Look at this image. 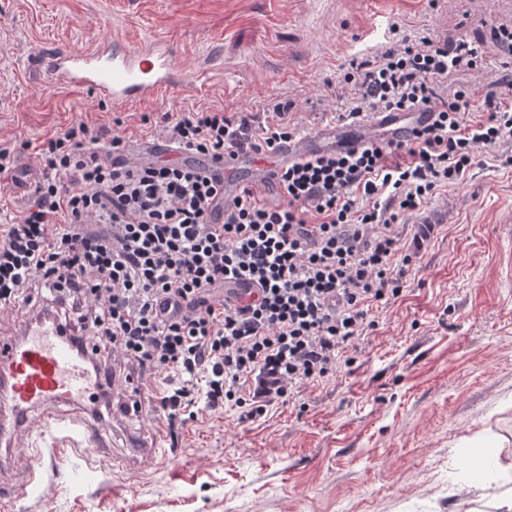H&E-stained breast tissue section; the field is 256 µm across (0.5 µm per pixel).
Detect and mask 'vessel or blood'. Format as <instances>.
Listing matches in <instances>:
<instances>
[{"mask_svg": "<svg viewBox=\"0 0 512 512\" xmlns=\"http://www.w3.org/2000/svg\"><path fill=\"white\" fill-rule=\"evenodd\" d=\"M42 66L52 85L93 89L116 108L162 96L174 98L187 90L205 92L210 73L206 64L191 70L177 69L169 43L157 40L132 48L120 37L88 51H53L43 56ZM426 118L423 112L409 116L398 112L371 115L372 123L389 128L396 140L408 139L417 123ZM366 143L363 137L338 134L331 124L311 135L282 142L269 158L238 151L217 159L153 144L145 146L143 153L149 159L163 158L193 166L223 180L224 197L229 200L241 188L240 170H249L254 181L263 184L290 163L315 157L330 148L349 151ZM106 388L101 377L86 369L70 336L61 331L56 320L33 318L19 332L1 331L0 446L15 447L18 439L35 425L40 434L51 435L58 445L88 452L107 450L110 443L101 426L86 418L65 419L54 413L57 404L82 406Z\"/></svg>", "mask_w": 512, "mask_h": 512, "instance_id": "vessel-or-blood-1", "label": "vessel or blood"}]
</instances>
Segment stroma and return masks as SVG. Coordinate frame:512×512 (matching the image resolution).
Masks as SVG:
<instances>
[{
	"instance_id": "stroma-1",
	"label": "stroma",
	"mask_w": 512,
	"mask_h": 512,
	"mask_svg": "<svg viewBox=\"0 0 512 512\" xmlns=\"http://www.w3.org/2000/svg\"><path fill=\"white\" fill-rule=\"evenodd\" d=\"M0 0V148L20 141L15 178L0 186V225L29 202L35 146L80 115L126 137L161 140L164 113L221 108L261 115L292 103L309 134L338 121L351 61L388 41L391 24L479 45L456 84L512 105V54L491 36L512 29V0ZM131 46L170 39L173 62L224 73L208 96L184 94L113 110L89 89L53 87L35 60L113 34ZM512 139L477 147L465 176L399 226L414 256L401 296L368 312L375 323L335 376L300 387L257 420L215 412L170 437L151 410L165 375L141 387L142 409L113 421L112 450L67 451L46 469L34 447L8 449L0 480L11 512H493L498 489L473 483L471 439L512 474ZM137 432L156 441L140 468H112Z\"/></svg>"
}]
</instances>
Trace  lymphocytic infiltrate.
Listing matches in <instances>:
<instances>
[{"mask_svg":"<svg viewBox=\"0 0 512 512\" xmlns=\"http://www.w3.org/2000/svg\"><path fill=\"white\" fill-rule=\"evenodd\" d=\"M391 31L395 40L344 73L346 114L432 120L404 141L279 169L274 203L252 186L225 201L223 184L187 165L131 163L125 138L74 118L37 149L32 198L0 231V312L43 293L81 337H102L91 371L112 359L141 377L176 376L152 409L172 433L203 411L259 419L294 387L335 375L368 330L370 305L403 291L412 258L400 253L399 222L458 183L476 146L512 137V108L496 93L471 123L470 93L448 88L475 66L476 45ZM290 108L269 105L261 122L183 112L168 119L167 139L217 158L271 155L300 135ZM231 278L254 283V297L226 304Z\"/></svg>","mask_w":512,"mask_h":512,"instance_id":"1","label":"lymphocytic infiltrate"}]
</instances>
